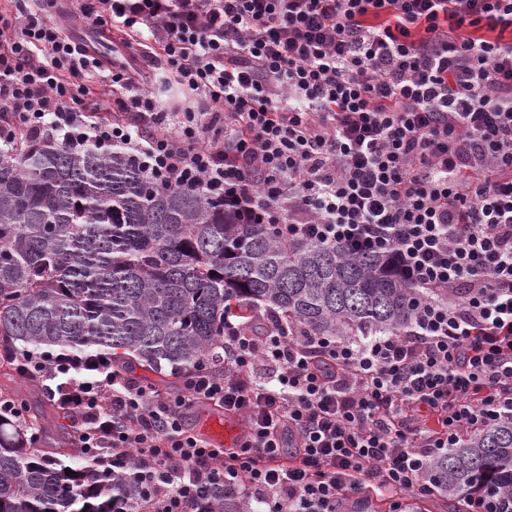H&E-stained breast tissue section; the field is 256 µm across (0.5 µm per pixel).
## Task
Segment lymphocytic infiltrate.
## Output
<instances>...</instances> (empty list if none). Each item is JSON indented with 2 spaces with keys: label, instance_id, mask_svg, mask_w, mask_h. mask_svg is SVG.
I'll use <instances>...</instances> for the list:
<instances>
[{
  "label": "lymphocytic infiltrate",
  "instance_id": "f902f5d3",
  "mask_svg": "<svg viewBox=\"0 0 512 512\" xmlns=\"http://www.w3.org/2000/svg\"><path fill=\"white\" fill-rule=\"evenodd\" d=\"M61 2L0 0L1 144L122 148L241 222L385 255L421 293L412 330L363 344L226 322L223 354L174 394L99 353H16L21 376H69L58 404L88 477L136 487L113 512H213L219 489L269 512L418 495L439 450L512 417V0H77L188 93L168 112L123 66L95 97L107 62L45 23ZM200 403L244 417L243 436L219 448L189 431Z\"/></svg>",
  "mask_w": 512,
  "mask_h": 512
}]
</instances>
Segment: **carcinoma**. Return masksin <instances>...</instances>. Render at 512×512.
I'll list each match as a JSON object with an SVG mask.
<instances>
[{"label": "carcinoma", "mask_w": 512, "mask_h": 512, "mask_svg": "<svg viewBox=\"0 0 512 512\" xmlns=\"http://www.w3.org/2000/svg\"><path fill=\"white\" fill-rule=\"evenodd\" d=\"M418 289L387 258L288 241L242 224L202 189L153 183L120 149L19 139L0 148V373L16 350L105 347L112 365L192 369L224 345L226 319L263 306L294 336L401 335ZM64 445L0 418V512H112L122 479L66 474ZM426 497L512 502V418L491 421L426 468ZM214 512H249L219 490Z\"/></svg>", "instance_id": "obj_1"}]
</instances>
